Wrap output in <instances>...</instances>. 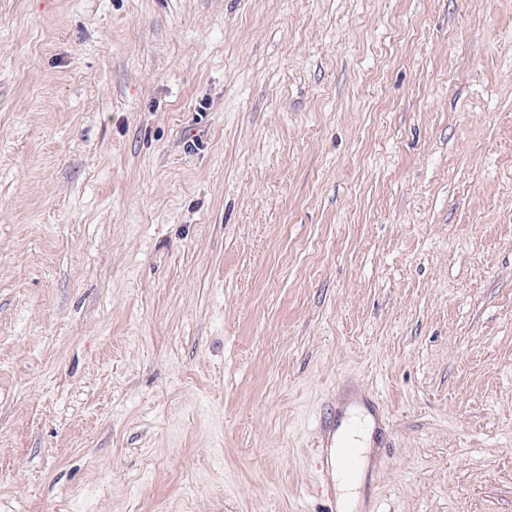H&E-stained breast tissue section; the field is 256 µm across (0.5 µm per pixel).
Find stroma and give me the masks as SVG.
Returning <instances> with one entry per match:
<instances>
[{
    "label": "stroma",
    "mask_w": 512,
    "mask_h": 512,
    "mask_svg": "<svg viewBox=\"0 0 512 512\" xmlns=\"http://www.w3.org/2000/svg\"><path fill=\"white\" fill-rule=\"evenodd\" d=\"M512 512V0H0V512ZM357 413L363 415L368 424L367 431L363 435L362 442L360 443L361 448H356L354 445H352L346 435L339 436L336 441V421L334 420L329 423L326 437L327 448H338L337 456L336 449L334 452V466L336 467L337 463L339 468L346 472H353L359 465L357 453L354 448H356L362 464L367 461L371 449L367 446L370 432L373 426V421L370 416L364 415L360 411H357ZM332 475L333 480L336 483V487L339 491L340 505L342 507H346L351 502L357 501L359 496L358 490L360 487V475L353 477L347 473L340 472L337 467L336 469H333Z\"/></svg>",
    "instance_id": "stroma-1"
}]
</instances>
